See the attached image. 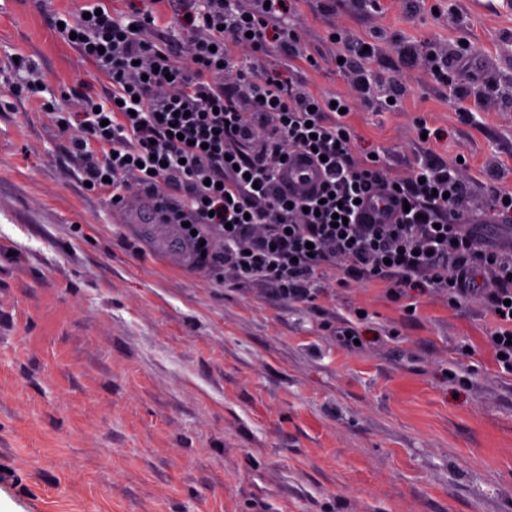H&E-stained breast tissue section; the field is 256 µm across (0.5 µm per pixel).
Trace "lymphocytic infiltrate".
Returning <instances> with one entry per match:
<instances>
[{
	"instance_id": "obj_1",
	"label": "lymphocytic infiltrate",
	"mask_w": 512,
	"mask_h": 512,
	"mask_svg": "<svg viewBox=\"0 0 512 512\" xmlns=\"http://www.w3.org/2000/svg\"><path fill=\"white\" fill-rule=\"evenodd\" d=\"M283 12L281 0H198L182 52L151 10L55 14L61 36L111 85L56 115L84 181L123 201L147 194L159 222L181 225L200 266L230 268L288 300L311 302L315 280L331 271L339 285L382 282L399 298L432 291L454 307L482 298L494 313L492 347L512 373V252L467 228L460 163L422 164L401 181L388 177L385 157L356 158L346 98L250 66L271 44L289 53L295 35L279 25ZM296 152L324 180L291 198L280 173ZM377 196L398 204L392 223L361 221Z\"/></svg>"
}]
</instances>
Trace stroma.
Returning <instances> with one entry per match:
<instances>
[{"label": "stroma", "instance_id": "35a3bbf8", "mask_svg": "<svg viewBox=\"0 0 512 512\" xmlns=\"http://www.w3.org/2000/svg\"><path fill=\"white\" fill-rule=\"evenodd\" d=\"M82 4L0 0V512H512V374L481 299L411 314L329 278L294 303L173 265L178 225L84 189L50 112L111 89L50 21ZM282 25L295 57L259 69L350 99L357 151L385 152L390 177L465 158L471 224L512 244L488 208L512 189V0H292Z\"/></svg>", "mask_w": 512, "mask_h": 512}]
</instances>
